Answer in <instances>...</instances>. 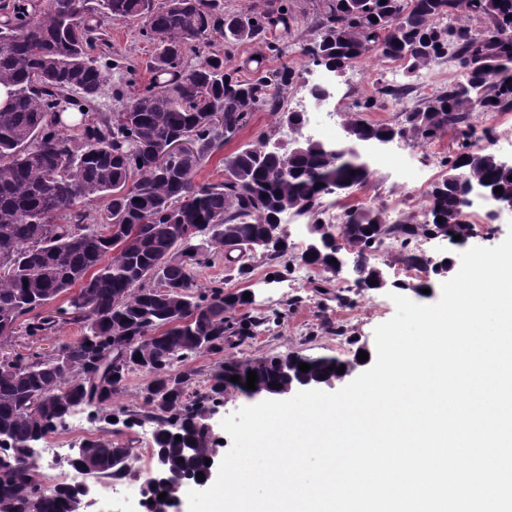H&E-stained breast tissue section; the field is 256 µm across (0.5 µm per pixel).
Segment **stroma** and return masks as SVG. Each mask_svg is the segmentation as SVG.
Masks as SVG:
<instances>
[{
    "label": "stroma",
    "mask_w": 512,
    "mask_h": 512,
    "mask_svg": "<svg viewBox=\"0 0 512 512\" xmlns=\"http://www.w3.org/2000/svg\"><path fill=\"white\" fill-rule=\"evenodd\" d=\"M298 21L290 32H275L276 40L288 43L285 60L266 59L269 69L278 68L288 62L297 73L292 87L284 95L286 108L295 102L314 104L313 112L307 113L305 133L323 139V131L333 128V140L343 139L346 126L358 115L355 104L367 96H375L376 107L365 113V120L380 124L397 125L402 112L412 107L425 91L418 85V75L408 73L399 62L372 56L353 63L343 74L335 78V96L324 102H314L310 89L322 77L319 67L309 64L301 53L303 45L316 35L310 21L318 0H288ZM101 29L109 41L110 48L104 58L107 83L104 94L88 109L89 118L112 112L120 100L132 96L149 84L153 73L149 69L156 53L155 44L142 38L139 26L133 22L102 19ZM413 87L411 96L397 101L382 95V88L391 84ZM472 135L460 131L442 132L428 144H419L407 138L388 144V152H401L415 174L414 182H404L397 168L388 163L382 153L373 154L370 160L371 175L367 183L351 189L347 202L354 207L379 210L384 215L401 222L426 224L430 221L428 193L431 175H444L450 162L458 155L480 148L490 149L499 155L512 153V110L495 113H474L471 120ZM271 140L289 142L293 131L279 123L271 112L253 113L248 124L224 147L223 154L232 153L240 147L257 143L260 136ZM386 151V152H387ZM214 155L198 174L199 180L215 182L224 177L222 156ZM467 220L472 227L469 237L459 243L443 238L431 239L424 256L431 261L444 257L459 258L471 247H494L502 243L512 232V212H502L495 222H488L485 211L479 207L467 209ZM398 247L375 258L374 264L385 276L387 284L379 289H363L353 280L333 278L328 291H320L324 275L318 269L304 264L300 257H292L289 274L276 282H269L265 265L255 264L249 279L229 277V267L218 260L212 266L197 270L198 284L207 287L212 282L223 281L225 289L248 290L253 294L249 308L251 316L259 318L260 326L254 328L252 338L238 341L229 338L224 351L219 355L200 356L181 363L182 371L191 375L188 395L204 391L212 374L220 363L231 360L257 359L292 352L304 357H334L340 360L353 359L356 351L374 350L375 328L390 320L395 305L389 294L397 284H405V297L419 304H432L439 300L440 287L446 275L434 274L432 269H423L409 274L408 266L400 260ZM431 283L429 294L414 292L415 284ZM76 325H62L55 332L41 336H30L16 331L14 336L0 339V357H27L34 353L50 355L58 346L79 336Z\"/></svg>",
    "instance_id": "35a3bbf8"
}]
</instances>
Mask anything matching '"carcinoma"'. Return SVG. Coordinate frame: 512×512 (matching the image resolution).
I'll return each mask as SVG.
<instances>
[{
    "label": "carcinoma",
    "mask_w": 512,
    "mask_h": 512,
    "mask_svg": "<svg viewBox=\"0 0 512 512\" xmlns=\"http://www.w3.org/2000/svg\"><path fill=\"white\" fill-rule=\"evenodd\" d=\"M314 28L316 50L302 49L316 66L343 72L352 63L377 55L401 61L412 73L421 67L452 62L463 80L420 99L403 112L397 127L365 120L349 123L355 142L412 137L428 142L448 129L470 127L474 112L512 108V0H320ZM0 83L11 87L0 110V337L11 336L4 320H19L29 336L56 329L59 318L40 309L57 298L79 304L74 320L80 334L51 356L0 361V512H78L85 479L108 480L129 474L114 461L137 458L135 450L112 444V431L83 441L85 455L69 462L73 480L46 487L32 449L64 429L83 411L108 426L131 428L156 424L154 448L172 467L205 473L215 460L216 442L206 415L220 406L229 390L246 392L247 372L268 392L285 383L291 353L228 362L204 392L186 397L188 375L174 363L224 351V336L234 328L239 339L262 321L249 315L253 299L227 294L217 284L202 288L195 270L238 242L236 257L259 259L274 279L289 270L294 249L279 223L282 208L322 224L321 201L345 194L370 177L367 161L334 152L321 141L301 144L296 153L268 147L264 137L223 158L224 180L197 181L199 170L223 150L251 114H280L288 126L304 116L283 109V94L294 84L289 66L269 70L256 60V72L243 77L224 69L215 54L192 63L200 45L259 42L271 56L283 54L269 40L275 28L288 33L296 17L288 0L262 11L224 10L223 0H10L0 6ZM459 14L483 22L473 31L453 23ZM138 21L141 36L157 44L149 68L155 80L129 97L117 113L89 122L85 111L103 94L105 75L92 49L101 37V18ZM220 112L223 132L198 123L197 113ZM188 139L193 149L158 163L168 146ZM512 170L479 149L458 156L428 194L430 224L388 222L375 210L348 209L340 233L357 251L353 272L371 288L377 268L369 252L384 242L399 245L412 266L430 260L413 251L414 242L451 228L454 236L470 230L459 210L469 183L502 187L512 195ZM105 202L93 215L86 204ZM128 225L137 243L124 245L102 233ZM215 224L206 237L186 238L189 228ZM335 250L326 247L301 260L321 271L332 266ZM308 373L339 377L351 361L311 358ZM148 381L140 410L112 409L130 374ZM239 381L232 382L230 377ZM181 440H175V437ZM178 485L154 486L147 496L175 512Z\"/></svg>",
    "instance_id": "cac0c4a2"
}]
</instances>
